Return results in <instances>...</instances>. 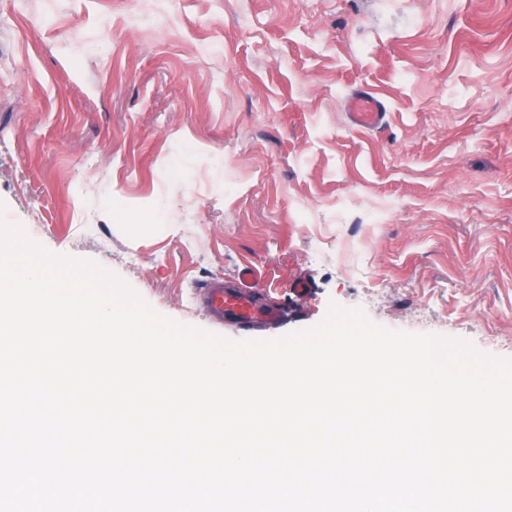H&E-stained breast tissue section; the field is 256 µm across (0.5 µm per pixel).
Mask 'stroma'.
I'll return each mask as SVG.
<instances>
[{"mask_svg":"<svg viewBox=\"0 0 512 512\" xmlns=\"http://www.w3.org/2000/svg\"><path fill=\"white\" fill-rule=\"evenodd\" d=\"M0 219L229 339L191 293L254 264L308 311L274 337L512 359V0H0ZM345 115L353 127L372 130L385 122L386 105L378 94L360 90L346 101Z\"/></svg>","mask_w":512,"mask_h":512,"instance_id":"obj_1","label":"stroma"}]
</instances>
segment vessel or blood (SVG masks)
Here are the masks:
<instances>
[{"label":"vessel or blood","mask_w":512,"mask_h":512,"mask_svg":"<svg viewBox=\"0 0 512 512\" xmlns=\"http://www.w3.org/2000/svg\"><path fill=\"white\" fill-rule=\"evenodd\" d=\"M384 100L375 93L360 90L346 102L349 123L358 129L372 130L386 119ZM263 277L262 270L252 264L243 266L233 286L214 280L196 289L193 296L195 308L206 316L216 319L238 332L257 335L264 330L277 329L297 318L298 313L288 306L264 303L256 285Z\"/></svg>","instance_id":"1"}]
</instances>
